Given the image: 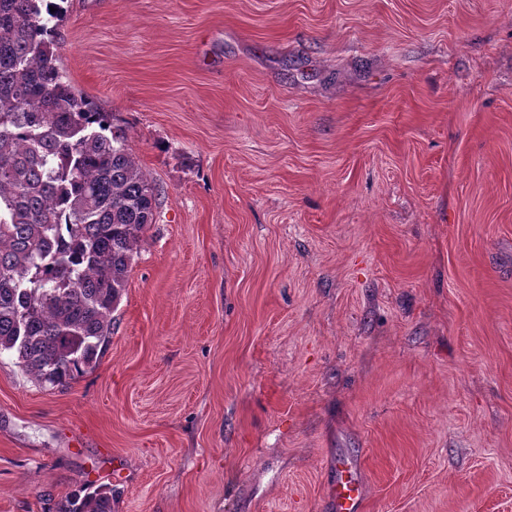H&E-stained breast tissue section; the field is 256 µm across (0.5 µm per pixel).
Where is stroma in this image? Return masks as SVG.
Masks as SVG:
<instances>
[{"label":"stroma","mask_w":512,"mask_h":512,"mask_svg":"<svg viewBox=\"0 0 512 512\" xmlns=\"http://www.w3.org/2000/svg\"><path fill=\"white\" fill-rule=\"evenodd\" d=\"M147 178L112 336L0 355V512H512V0H56ZM336 512H362L365 502V487L357 467L345 459L336 462V480L333 485ZM58 512H112V487L82 483L61 503Z\"/></svg>","instance_id":"35a3bbf8"}]
</instances>
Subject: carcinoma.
<instances>
[{"label": "carcinoma", "mask_w": 512, "mask_h": 512, "mask_svg": "<svg viewBox=\"0 0 512 512\" xmlns=\"http://www.w3.org/2000/svg\"><path fill=\"white\" fill-rule=\"evenodd\" d=\"M50 0H0V354L66 387L112 334L160 190L64 80ZM58 512H112L82 483Z\"/></svg>", "instance_id": "cac0c4a2"}]
</instances>
